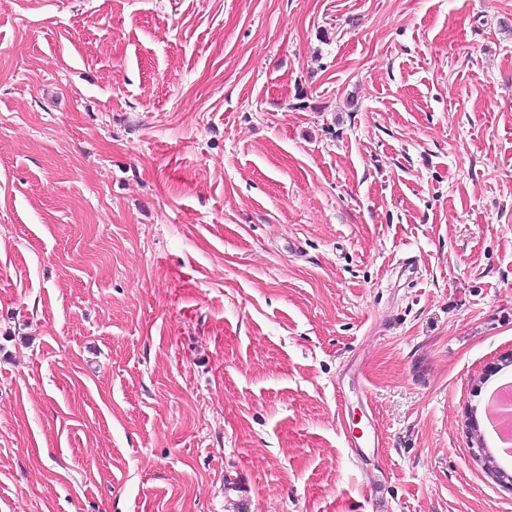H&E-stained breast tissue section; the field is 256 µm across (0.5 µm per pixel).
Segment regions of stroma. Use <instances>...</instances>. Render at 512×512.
Here are the masks:
<instances>
[{
	"mask_svg": "<svg viewBox=\"0 0 512 512\" xmlns=\"http://www.w3.org/2000/svg\"><path fill=\"white\" fill-rule=\"evenodd\" d=\"M511 352L512 0H0V512H512Z\"/></svg>",
	"mask_w": 512,
	"mask_h": 512,
	"instance_id": "35a3bbf8",
	"label": "stroma"
}]
</instances>
